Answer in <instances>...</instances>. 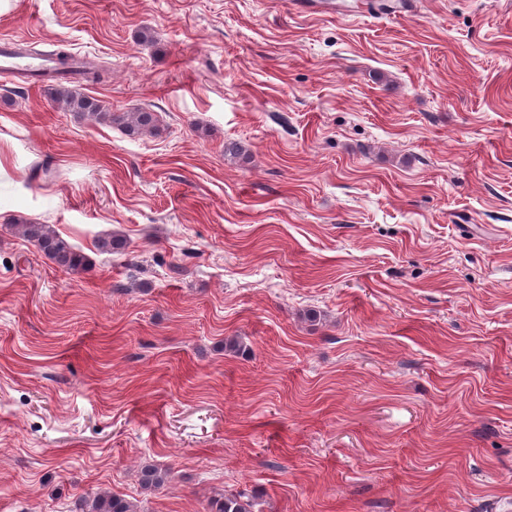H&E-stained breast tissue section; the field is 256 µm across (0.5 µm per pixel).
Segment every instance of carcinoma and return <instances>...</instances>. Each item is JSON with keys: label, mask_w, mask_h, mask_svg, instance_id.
Listing matches in <instances>:
<instances>
[{"label": "carcinoma", "mask_w": 512, "mask_h": 512, "mask_svg": "<svg viewBox=\"0 0 512 512\" xmlns=\"http://www.w3.org/2000/svg\"><path fill=\"white\" fill-rule=\"evenodd\" d=\"M34 55L49 56L54 62L52 79L61 80L71 71L75 57L64 48L43 51L29 47ZM55 101L64 109L83 114L95 123H115L126 135L139 138L153 134L157 129L156 113L147 110L115 115L104 110L99 100L76 89L55 90ZM17 230L39 252L68 272H79L87 265V257L75 250L74 246L62 238L47 224H19ZM168 472L153 465H145L140 470V483L146 489H159L164 486ZM253 503L243 493L224 494L211 502V512H252ZM76 512H135V506L123 497L110 492H99L91 500L80 504Z\"/></svg>", "instance_id": "obj_1"}]
</instances>
